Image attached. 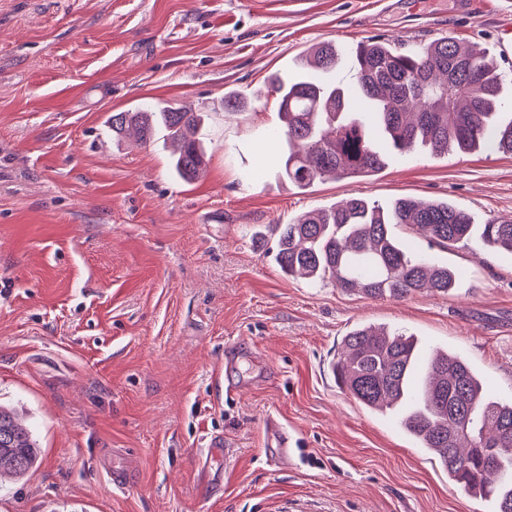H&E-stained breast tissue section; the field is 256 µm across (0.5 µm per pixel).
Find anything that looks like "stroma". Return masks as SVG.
<instances>
[{"label":"stroma","instance_id":"stroma-1","mask_svg":"<svg viewBox=\"0 0 512 512\" xmlns=\"http://www.w3.org/2000/svg\"><path fill=\"white\" fill-rule=\"evenodd\" d=\"M446 36L512 72V0H0V403L41 448L35 471L0 479V512H492L332 364L352 327L402 329L512 396V253L397 229L458 273L450 294L403 299L275 261L277 225L351 195L512 217V157L490 147L392 154L305 191L278 176L273 75L331 41L350 87L357 41ZM231 89L240 111L220 107ZM167 102L210 109L197 180L174 174L165 132L141 146L107 131L112 113ZM271 415L301 441L293 464L264 445ZM213 435L232 455L207 482Z\"/></svg>","mask_w":512,"mask_h":512}]
</instances>
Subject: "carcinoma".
<instances>
[{
    "label": "carcinoma",
    "mask_w": 512,
    "mask_h": 512,
    "mask_svg": "<svg viewBox=\"0 0 512 512\" xmlns=\"http://www.w3.org/2000/svg\"><path fill=\"white\" fill-rule=\"evenodd\" d=\"M356 94L336 82L340 53L330 41L302 55L296 73L274 76L283 144L279 177L305 190L318 181L369 177L389 153L419 148L432 155L469 153L485 144L512 155V119L499 115L509 76L493 58L454 37L406 49L363 40L352 50ZM202 112L190 106L145 104L108 117L112 140L133 131L142 144L163 129L173 139V170L198 178L204 151L195 137ZM405 227L431 245L453 247L478 237L512 252V220L476 224L448 201L398 198L386 207L352 196L279 225L275 260L309 283L331 282L367 298H405L423 290L446 294L456 274L406 250L394 233ZM338 383L375 412L393 411L401 427L459 484L490 485L494 512H512V400H493L471 363L435 348L422 357L419 340L403 332L356 327L342 338L332 365ZM39 461L31 432L0 406V476L25 477Z\"/></svg>",
    "instance_id": "cac0c4a2"
}]
</instances>
